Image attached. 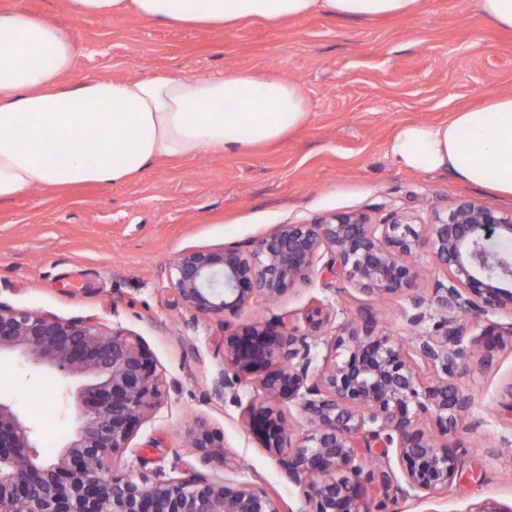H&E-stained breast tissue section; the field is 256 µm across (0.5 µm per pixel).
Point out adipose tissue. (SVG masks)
<instances>
[{"mask_svg": "<svg viewBox=\"0 0 512 512\" xmlns=\"http://www.w3.org/2000/svg\"><path fill=\"white\" fill-rule=\"evenodd\" d=\"M85 16L123 15L224 28L314 13L355 20L417 13L421 0H71ZM78 53L73 34L19 10L0 12V203L40 186L123 183L159 158L244 152L303 126L310 102L293 81L244 72L221 78L159 74L62 84ZM243 103L225 112L219 103ZM66 144V162L52 151ZM398 168L450 171L512 196V94L491 96L449 122L403 126L389 144Z\"/></svg>", "mask_w": 512, "mask_h": 512, "instance_id": "obj_1", "label": "adipose tissue"}]
</instances>
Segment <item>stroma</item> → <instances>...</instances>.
Instances as JSON below:
<instances>
[{
	"mask_svg": "<svg viewBox=\"0 0 512 512\" xmlns=\"http://www.w3.org/2000/svg\"><path fill=\"white\" fill-rule=\"evenodd\" d=\"M76 37L81 54L64 76L74 86L96 79H142L244 71L300 84L308 121L282 140L240 153L158 159L133 180L66 189L40 187L0 204V303L62 318H90L137 336L163 382L125 451L109 465L151 480L198 476L230 486L249 483L297 512L300 487L244 423L255 384L232 381L215 392L224 362L225 329L257 318L286 317L304 326L323 306L319 332L326 355L334 335L376 320L379 334L408 346L433 320L407 324L411 296L428 297L421 281L411 296L382 302L318 272L273 303L257 302L227 324L197 319L177 305L170 277L189 250L248 245L280 224H302L336 212L382 220L396 210L429 217L469 199L512 211V197L474 187L450 172H407L388 147L411 122L440 124L489 95L512 93V31L489 23L476 0H422L413 16L370 21L311 14L287 22L251 21L224 29L167 27L140 17H86L69 0H0ZM15 354L0 356V397L18 398L37 446L72 437L79 387ZM459 383L484 408L482 425L461 432L459 469L447 493L403 494L372 488L382 512H468L493 498L512 503V338L490 359L474 356ZM205 423L224 442L225 463H201L184 436Z\"/></svg>",
	"mask_w": 512,
	"mask_h": 512,
	"instance_id": "obj_1",
	"label": "stroma"
}]
</instances>
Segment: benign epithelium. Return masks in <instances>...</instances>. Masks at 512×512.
Instances as JSON below:
<instances>
[{"label": "benign epithelium", "instance_id": "benign-epithelium-1", "mask_svg": "<svg viewBox=\"0 0 512 512\" xmlns=\"http://www.w3.org/2000/svg\"><path fill=\"white\" fill-rule=\"evenodd\" d=\"M512 241V212L463 200L430 224L395 212L374 224L364 213H336L315 224H281L246 248L194 250L174 264L171 286L192 315L218 320L276 299L308 283L323 254L328 275L371 299L404 295L419 277L409 259L426 250L443 271L427 299L412 298L405 315L418 326L436 317L438 333L396 347L372 323L349 340L339 337L314 368L317 353L305 334L282 318L256 320L224 335V361L237 379L258 382L260 397L245 422L277 457L288 481L302 487L298 512H373L368 486L388 490L391 476L367 468L363 449H394L403 492H448L459 465L446 443L470 418L474 399L458 378L471 351L491 356L504 327L488 318L512 312V263L491 265L489 247ZM486 319L475 335L477 319ZM18 353L61 378L91 377L80 393L77 425L54 461L44 459L10 399H0V512H282L250 484L228 486L195 474L149 481L109 475L106 463L123 453L144 411L161 395L147 347L135 336L105 331L84 318L0 303V354ZM295 403L309 424L292 440L284 406ZM430 416L434 433L417 428ZM188 441L205 463L224 464V444L203 423Z\"/></svg>", "mask_w": 512, "mask_h": 512}]
</instances>
